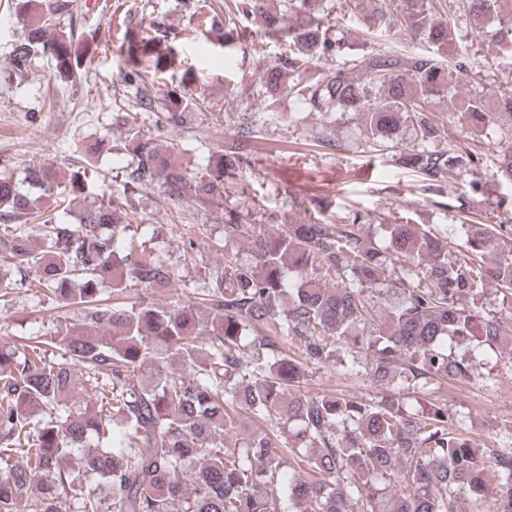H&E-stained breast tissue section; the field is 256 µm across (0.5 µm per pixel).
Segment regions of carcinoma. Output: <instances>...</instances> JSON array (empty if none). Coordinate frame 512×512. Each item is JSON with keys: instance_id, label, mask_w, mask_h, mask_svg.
Listing matches in <instances>:
<instances>
[{"instance_id": "1", "label": "carcinoma", "mask_w": 512, "mask_h": 512, "mask_svg": "<svg viewBox=\"0 0 512 512\" xmlns=\"http://www.w3.org/2000/svg\"><path fill=\"white\" fill-rule=\"evenodd\" d=\"M29 15L12 45L10 65L22 71L39 56L67 80L90 44L57 27L68 0H17ZM504 0H342L340 16L366 30L398 28L424 41L406 53L375 43L355 48L334 34L323 0H235L227 25L258 50L277 39L283 52L264 65L259 107L277 112L288 92L316 112L355 113L375 151L394 149L438 190L457 169L482 154L467 142L440 148L439 112L510 143L499 151L496 177L512 184V91L489 105L460 97L473 74L467 54L443 58L456 39L454 14L464 10L478 28L512 48V12ZM162 23L153 34L126 29L121 47L153 69L173 67L175 47ZM126 83L151 109L153 87L139 68ZM170 94L156 124H178L205 111V96ZM133 161L120 191L82 208L72 223L43 221L38 242L27 221L57 189L56 175L28 169L24 181L0 172V297L28 277L75 307L80 319L48 340L0 347V512H457L463 494L493 488L499 512H512V451L486 452L451 430L448 406L411 405L401 393H422L433 381L469 382L493 348L512 347L498 318L464 301L492 285L512 292V225L487 224L464 210L467 254L448 260L447 238L406 216L383 224L379 249L360 233L358 215L310 212L288 224H253L224 210V177L247 163L237 141L192 175L175 163L174 144L160 148L137 112H117ZM159 187L173 205L192 200L220 213L224 265L189 293L172 287L175 271L135 238H125L135 213L129 197ZM237 242L250 256L229 253ZM493 260L488 262L486 257ZM112 284V302L101 285ZM161 290L165 303L127 301L129 285ZM388 313L374 320L372 292ZM464 346L466 355L448 351ZM334 363L347 378L367 376L385 390L356 401L334 392L308 396V369ZM84 371L75 381L73 367ZM100 398L90 406L91 395ZM275 419L288 436L267 429ZM98 488L84 492L81 476ZM283 487L288 508L275 489Z\"/></svg>"}]
</instances>
